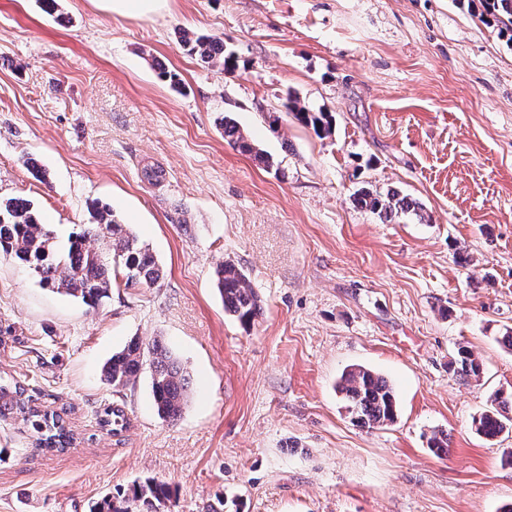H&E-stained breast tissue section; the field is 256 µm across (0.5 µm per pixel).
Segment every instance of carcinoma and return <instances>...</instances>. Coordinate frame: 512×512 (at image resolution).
Listing matches in <instances>:
<instances>
[{
    "label": "carcinoma",
    "mask_w": 512,
    "mask_h": 512,
    "mask_svg": "<svg viewBox=\"0 0 512 512\" xmlns=\"http://www.w3.org/2000/svg\"><path fill=\"white\" fill-rule=\"evenodd\" d=\"M467 6L481 23L498 28L499 34L512 43V0H467ZM183 42L192 54L211 67L225 72L236 67L234 55L225 53L224 43L219 40L187 32ZM285 108L316 136L331 133V113L310 109L295 94L288 95ZM222 127L224 141L230 146L270 164L269 157L253 146L232 119L224 117ZM356 203L386 221L406 213L424 219L423 208L395 190L384 193L363 190L357 195ZM93 211L97 223L78 225L68 245L60 248L27 200L0 198V252L12 254L32 267L43 287L77 298L91 308L102 305L110 297L114 264L122 268L127 287L157 284L163 270L150 249L117 221L110 207L96 205ZM95 240L102 246H93ZM216 277L224 311L242 326H251L260 316L262 304L248 284L245 271L233 262H225L217 268ZM145 364L151 370L158 415L168 422L177 420L187 402L190 377L160 340L132 339L104 364L103 376L112 387L124 388L136 379ZM454 366L466 381L477 379L482 373V363L466 346L458 348ZM337 391L343 395L352 420L363 427L375 428L396 420L398 404L393 385L370 369L362 366L347 369L337 383ZM10 417L19 418L28 426L38 448L63 452L74 440L66 411L36 403L17 382L0 383V419ZM473 424L477 434L487 439L512 429V394L494 398L491 408L474 419ZM171 497L172 490L167 483L146 478L134 483L125 496L97 503L93 512H164Z\"/></svg>",
    "instance_id": "1"
}]
</instances>
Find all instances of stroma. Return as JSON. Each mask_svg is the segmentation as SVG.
<instances>
[{"label": "stroma", "mask_w": 512, "mask_h": 512, "mask_svg": "<svg viewBox=\"0 0 512 512\" xmlns=\"http://www.w3.org/2000/svg\"><path fill=\"white\" fill-rule=\"evenodd\" d=\"M0 0V195L29 200L59 243L110 206L163 268L95 309L0 253V379L67 407L76 440L34 448L0 422V512H89L147 477L168 512H500L512 433L472 428L512 391V43L461 0H167L139 18L62 0ZM224 43L207 66L180 31ZM178 72L171 86L159 67ZM332 112L317 137L287 93ZM231 116L270 158L224 140ZM165 172L161 184L146 166ZM396 190L426 221H389L357 191ZM241 266L264 311H224L217 264ZM161 340L191 376L177 421L151 371L102 376L132 338ZM484 363L465 383L451 362ZM387 378L394 423L353 422L335 386ZM122 409L110 432L108 410ZM448 435V454L430 449ZM455 371L466 382L477 379L482 373V363L466 346L458 348L457 357L454 360Z\"/></svg>", "instance_id": "1"}]
</instances>
